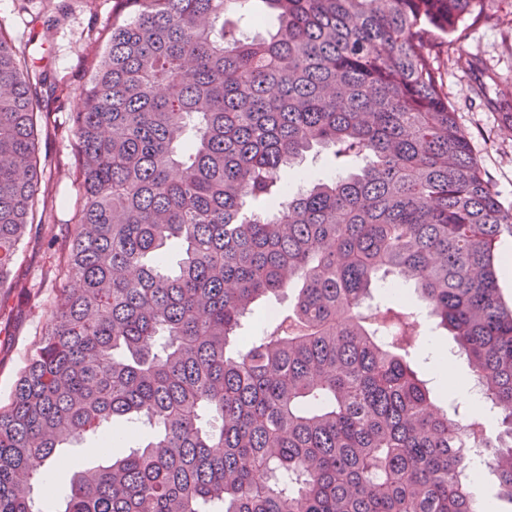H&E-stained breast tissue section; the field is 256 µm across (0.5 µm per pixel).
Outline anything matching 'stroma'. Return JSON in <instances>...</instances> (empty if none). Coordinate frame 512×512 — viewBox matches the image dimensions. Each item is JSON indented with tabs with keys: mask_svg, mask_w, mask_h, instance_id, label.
<instances>
[{
	"mask_svg": "<svg viewBox=\"0 0 512 512\" xmlns=\"http://www.w3.org/2000/svg\"><path fill=\"white\" fill-rule=\"evenodd\" d=\"M115 0H0V29L25 47L48 82L65 87L67 100L43 101L49 114L41 148L51 162L45 201L46 220L70 223L77 206L74 184V133L68 117L77 111L89 77L90 58L104 45ZM458 40L438 59L448 104L468 134L474 155L504 204L512 205V0H490L482 14L458 25ZM45 244L31 239L14 268L24 291L0 296V402L36 348L57 284ZM406 309L423 319L412 367L429 380L434 393L430 346L452 347L445 330L433 329L423 307L407 299Z\"/></svg>",
	"mask_w": 512,
	"mask_h": 512,
	"instance_id": "stroma-1",
	"label": "stroma"
}]
</instances>
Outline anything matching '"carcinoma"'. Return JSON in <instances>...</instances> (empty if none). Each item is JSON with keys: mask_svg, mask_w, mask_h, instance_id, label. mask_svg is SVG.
Listing matches in <instances>:
<instances>
[{"mask_svg": "<svg viewBox=\"0 0 512 512\" xmlns=\"http://www.w3.org/2000/svg\"><path fill=\"white\" fill-rule=\"evenodd\" d=\"M71 115L79 205L39 217L42 78L0 29V292L29 233L61 284L0 405V512H477L467 449L512 503V232L434 60L486 0H116ZM339 174L289 194L314 147ZM182 251L177 268L167 250ZM411 284L493 414L436 408L410 323L363 313ZM299 283L253 336L259 300ZM149 427L127 455L106 430ZM90 438L65 508L35 462ZM512 249V233H504L499 242L498 251L500 254L503 253V250L508 247ZM505 250L503 254V265L505 267L506 272L510 271V278L512 276V251ZM499 275V284L501 287V291L505 300L511 304L512 302V278L510 280L509 277H506L504 272L501 275L500 269H498Z\"/></svg>", "mask_w": 512, "mask_h": 512, "instance_id": "carcinoma-1", "label": "carcinoma"}]
</instances>
